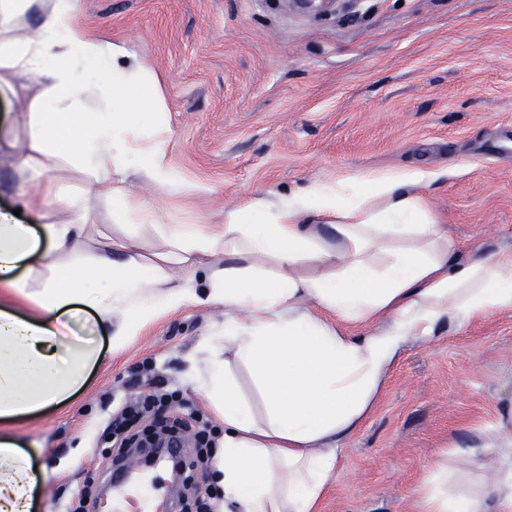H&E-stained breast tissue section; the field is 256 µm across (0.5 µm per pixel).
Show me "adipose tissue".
Instances as JSON below:
<instances>
[{
    "label": "adipose tissue",
    "mask_w": 512,
    "mask_h": 512,
    "mask_svg": "<svg viewBox=\"0 0 512 512\" xmlns=\"http://www.w3.org/2000/svg\"><path fill=\"white\" fill-rule=\"evenodd\" d=\"M80 0H0V91L28 117L18 196L25 224L0 211V288L35 303L18 316L0 302V421L77 391L101 352L54 314L93 312L119 349L151 321L185 306L224 305L223 352L194 381L224 422L210 478L224 512H320L339 444L382 395L407 342L441 322L462 328L512 311V248H461L423 189L418 168L370 170L288 194L257 192L220 224H173L127 189L135 177L177 181L171 131L153 68L122 42L92 33ZM35 13L25 31L20 20ZM108 98L88 113L94 92ZM85 175L59 185L56 160ZM106 189L130 226L149 224L171 251L147 264L132 243L86 253L84 202ZM264 398L254 416L233 364ZM504 465L478 486L479 448L431 465L410 512H512V433ZM42 481L16 438L0 435V512H30Z\"/></svg>",
    "instance_id": "adipose-tissue-1"
}]
</instances>
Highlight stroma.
Returning a JSON list of instances; mask_svg holds the SVG:
<instances>
[{
  "label": "stroma",
  "mask_w": 512,
  "mask_h": 512,
  "mask_svg": "<svg viewBox=\"0 0 512 512\" xmlns=\"http://www.w3.org/2000/svg\"><path fill=\"white\" fill-rule=\"evenodd\" d=\"M92 30L124 41L152 65L172 131L173 185L131 180L170 221L220 224L257 191L288 193L315 180L373 169L447 171L425 193L462 244L512 246V0H336L303 11L294 0H81ZM224 327L220 304L187 306L152 321L112 350L94 314L69 323L101 350L82 390L36 414L0 423L44 479L31 512H61L99 489L114 460L141 465L111 439L113 413L139 381L177 395L170 414L199 411L216 448L223 424L192 384L204 341ZM512 425V312L399 354L374 412L342 444L322 512H403L432 462L452 447L486 448L500 461Z\"/></svg>",
  "instance_id": "35a3bbf8"
}]
</instances>
